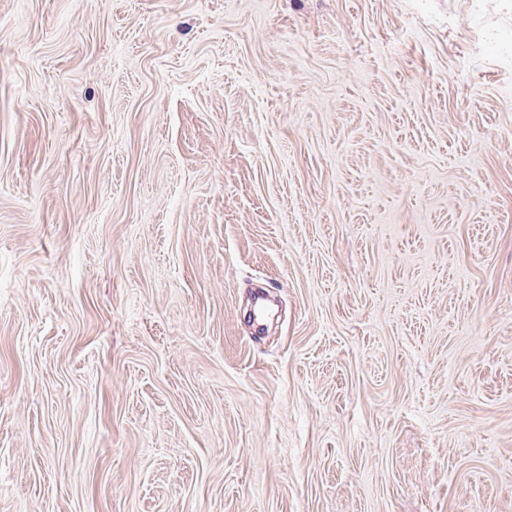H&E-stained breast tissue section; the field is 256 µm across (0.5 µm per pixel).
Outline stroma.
<instances>
[{"label":"stroma","instance_id":"35a3bbf8","mask_svg":"<svg viewBox=\"0 0 512 512\" xmlns=\"http://www.w3.org/2000/svg\"><path fill=\"white\" fill-rule=\"evenodd\" d=\"M0 512H512V0H0Z\"/></svg>","mask_w":512,"mask_h":512}]
</instances>
